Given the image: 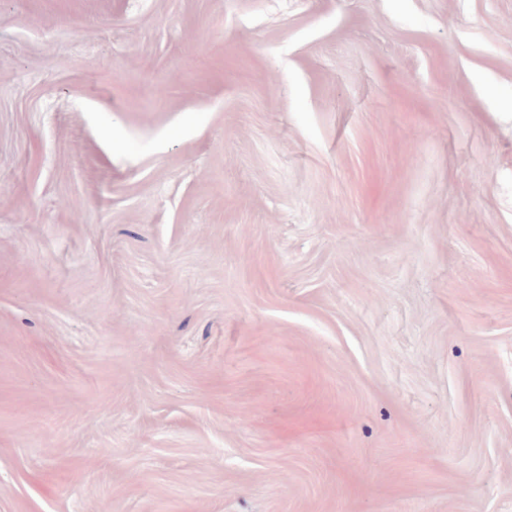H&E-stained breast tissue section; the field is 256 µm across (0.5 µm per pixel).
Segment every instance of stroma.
<instances>
[{
  "mask_svg": "<svg viewBox=\"0 0 512 512\" xmlns=\"http://www.w3.org/2000/svg\"><path fill=\"white\" fill-rule=\"evenodd\" d=\"M512 0H0V512H512Z\"/></svg>",
  "mask_w": 512,
  "mask_h": 512,
  "instance_id": "obj_1",
  "label": "stroma"
}]
</instances>
